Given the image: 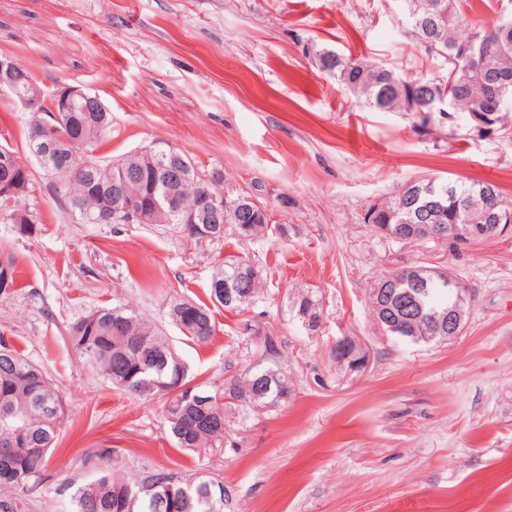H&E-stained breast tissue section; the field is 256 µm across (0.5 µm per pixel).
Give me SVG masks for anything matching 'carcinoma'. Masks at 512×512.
<instances>
[{"label": "carcinoma", "mask_w": 512, "mask_h": 512, "mask_svg": "<svg viewBox=\"0 0 512 512\" xmlns=\"http://www.w3.org/2000/svg\"><path fill=\"white\" fill-rule=\"evenodd\" d=\"M407 26L423 51L441 64L439 74L426 79L407 80L386 64L368 65L357 57L335 51L316 54L319 68L342 81L369 107L383 112H431L443 97L455 101V111L466 112L486 121L494 111L493 98L512 100V21L494 23L491 39L485 38L488 23L467 16L458 0H405ZM58 135L52 139L50 153L35 157L33 133L26 138V151L43 173H55L67 165H79L81 173L67 183L66 193L75 208L87 217L112 211V163L82 161V150L95 147L111 130L110 112H63ZM158 151H173L172 168L181 174L182 183L175 192L181 210L196 204L200 193H209L231 204L224 196L221 179L207 182L194 158L178 149L160 144ZM138 175L128 190L152 202L153 191L167 182V171L151 167L133 155L116 160ZM35 174H22L21 157L9 146L0 145V186L12 190L11 197L28 192ZM503 206L499 214L512 216V198L505 197L492 182L455 183L451 180L418 177L406 184L389 202L371 207L365 221L378 229L390 226L393 233L414 243L413 226L432 224H480L486 199ZM269 217L261 209L237 216L232 231L241 238H254L268 229ZM157 223L170 229L182 241H204L194 224L183 223L180 214L166 210ZM229 284L245 302H231L218 293L217 285ZM260 271L248 256L229 255L217 265L210 282V300L224 310L243 312L255 303ZM464 281L450 271H436L419 294L423 314L416 321H404L410 330L428 328L427 314L448 307L454 289ZM16 286L12 262L0 268V297L11 294ZM294 309L302 326L318 330L321 313L316 300L302 294L294 300ZM172 322L188 340L204 345L216 334L211 309L189 299L170 304ZM72 345L99 369L116 387L138 397L164 399L163 413L167 430L177 448L221 449L224 445V421L243 407L278 406L291 395L288 374L274 364L280 354L276 339L263 337L260 357L273 361L258 365L243 377L232 376L224 386H191L186 380V365L168 337L156 324L122 307H100L78 319L69 328ZM67 418V405L60 391L44 370L11 341L0 334V512H27L25 494L36 490L45 480L48 457L55 448ZM186 490L173 507L164 497V485L171 480ZM68 499L72 512H127L126 497L138 496L135 512H224V485L214 479L198 477L193 481L165 471H157L132 484L105 468L88 483H66L59 488Z\"/></svg>", "instance_id": "cac0c4a2"}]
</instances>
